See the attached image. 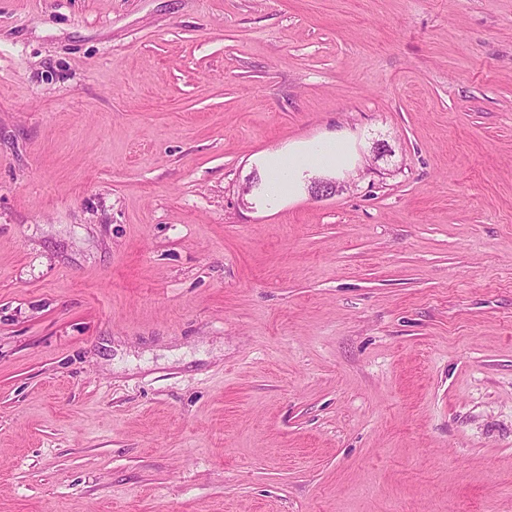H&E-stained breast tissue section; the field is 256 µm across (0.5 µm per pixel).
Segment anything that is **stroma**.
I'll return each mask as SVG.
<instances>
[{"instance_id":"obj_1","label":"stroma","mask_w":512,"mask_h":512,"mask_svg":"<svg viewBox=\"0 0 512 512\" xmlns=\"http://www.w3.org/2000/svg\"><path fill=\"white\" fill-rule=\"evenodd\" d=\"M0 512H512V0H0ZM282 151L271 153L273 167L267 176V190L273 201L292 197L297 183V176L304 170L320 168L340 169L347 165L350 158L348 139L335 136L324 145L314 147L306 142L295 143L288 147V165L280 164Z\"/></svg>"}]
</instances>
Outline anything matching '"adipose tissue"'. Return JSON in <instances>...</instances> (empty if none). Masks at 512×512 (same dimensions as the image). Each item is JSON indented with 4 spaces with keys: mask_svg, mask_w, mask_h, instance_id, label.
<instances>
[{
    "mask_svg": "<svg viewBox=\"0 0 512 512\" xmlns=\"http://www.w3.org/2000/svg\"><path fill=\"white\" fill-rule=\"evenodd\" d=\"M349 158L350 142L341 136L329 139L318 147L299 142L290 146L287 152H273V166L266 182L270 199L276 201L293 192L300 172L320 168L340 169L347 165Z\"/></svg>",
    "mask_w": 512,
    "mask_h": 512,
    "instance_id": "1",
    "label": "adipose tissue"
}]
</instances>
